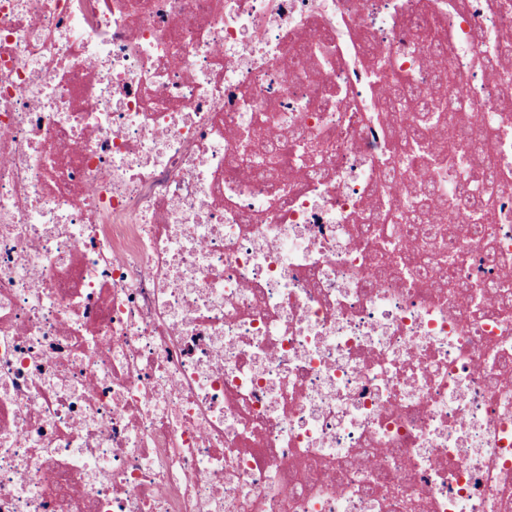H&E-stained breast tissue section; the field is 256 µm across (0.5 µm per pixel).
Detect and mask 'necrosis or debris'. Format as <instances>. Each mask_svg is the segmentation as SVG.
<instances>
[{
    "mask_svg": "<svg viewBox=\"0 0 512 512\" xmlns=\"http://www.w3.org/2000/svg\"><path fill=\"white\" fill-rule=\"evenodd\" d=\"M427 25L464 106L425 176L495 204L367 232L420 192L376 179L414 108L362 116L394 79L439 97ZM506 27L512 0H0V512H512Z\"/></svg>",
    "mask_w": 512,
    "mask_h": 512,
    "instance_id": "obj_1",
    "label": "necrosis or debris"
}]
</instances>
